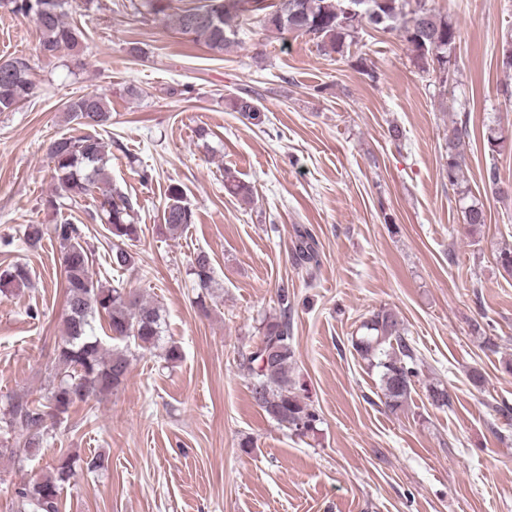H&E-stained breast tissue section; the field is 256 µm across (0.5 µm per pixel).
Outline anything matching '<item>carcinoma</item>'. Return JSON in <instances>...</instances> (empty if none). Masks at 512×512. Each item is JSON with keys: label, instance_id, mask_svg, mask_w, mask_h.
Instances as JSON below:
<instances>
[{"label": "carcinoma", "instance_id": "obj_1", "mask_svg": "<svg viewBox=\"0 0 512 512\" xmlns=\"http://www.w3.org/2000/svg\"><path fill=\"white\" fill-rule=\"evenodd\" d=\"M70 0H0V8L30 17L41 33L40 53L53 56L63 49L81 47L84 33L68 21ZM172 0H148L150 12L161 15L170 27L203 44L211 53L222 55L239 45L243 27L252 22L263 30L282 36L288 33L307 36L320 55L330 57L358 44L367 27L396 32L411 52V63L423 73H432L439 86L453 82L456 61L452 53L460 32L450 15L437 10L432 0H201V5L176 12ZM34 92L32 66L25 57L0 59V112H11ZM228 107L254 124L262 122V108L252 95L236 96ZM69 120L81 129L78 135H61L48 147L53 179L60 197L72 204L99 191L105 196L97 202L89 218L103 224L110 242L107 252L112 270L131 269L135 263L131 242L138 237L134 222L135 202L111 187L106 172L107 145L98 128L108 125L111 112L97 94L79 96L66 106ZM469 138V110L463 104L448 130V152L444 171L448 185L459 200L469 197L463 173L466 139ZM224 190L229 195L249 200L252 186L224 168ZM166 230L174 235L194 223L195 214L186 203L181 187H170L162 213ZM483 204L473 201L463 206V223L474 231L486 223ZM57 245L63 272L67 312L63 336L54 358V377L46 395L38 399L12 397L0 413V435L21 433L17 447L3 446L0 454L24 452L36 456L52 437L53 424L62 422L74 404L110 393L120 387L129 372L133 350L163 348L162 356L174 364L182 359L180 347L163 344L165 317L162 307L143 298L124 282L105 285L93 279L89 262L94 249L84 239L83 228L68 219L54 224L47 234L40 224H29L23 244L30 250L43 247L44 239ZM299 264L318 263L312 235L299 234L295 246ZM503 276L512 278V248L495 255ZM201 297L211 294L214 278L210 256L199 252L190 264ZM29 272L22 263L0 267V294L10 287L25 285ZM280 315L263 323L259 341L243 356L240 367L248 380L251 397L279 427L302 439L315 434L320 414L300 394L302 388L289 377L294 350L291 345L289 314L291 295L283 288L278 294ZM105 319L112 345L98 336L94 323ZM358 356L381 369V389L385 406L392 412L401 409L419 376L418 357L405 337L401 321L392 311L381 308L364 318L350 339ZM428 398L437 407L450 405L448 391L439 384L427 386ZM76 459L66 455L54 462L51 471L15 491L16 512H61L64 486L75 475Z\"/></svg>", "mask_w": 512, "mask_h": 512}]
</instances>
